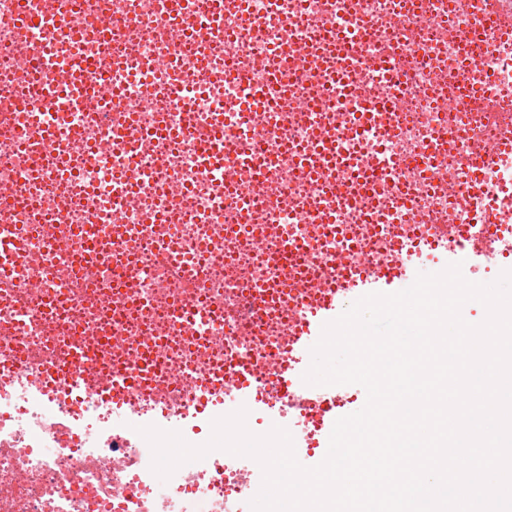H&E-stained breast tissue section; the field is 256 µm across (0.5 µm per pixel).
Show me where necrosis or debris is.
<instances>
[{
    "label": "necrosis or debris",
    "mask_w": 512,
    "mask_h": 512,
    "mask_svg": "<svg viewBox=\"0 0 512 512\" xmlns=\"http://www.w3.org/2000/svg\"><path fill=\"white\" fill-rule=\"evenodd\" d=\"M194 8L205 35L178 38L161 0H0V241L26 246L0 253L14 268L0 277V512H248L261 480L222 451L158 497L147 441L113 415L150 425L165 410L166 429L203 444L210 420L191 411L235 405L241 361L249 420L296 422V454L325 456L320 400L272 382L334 261L370 275L411 239L432 267L440 227L456 260H512V154L491 159L484 194L469 179L472 156L512 134V40L488 53L461 24L512 33V0ZM49 55L121 87L41 97L33 65ZM37 112L60 113L53 142ZM489 205L502 223H482Z\"/></svg>",
    "instance_id": "1"
}]
</instances>
